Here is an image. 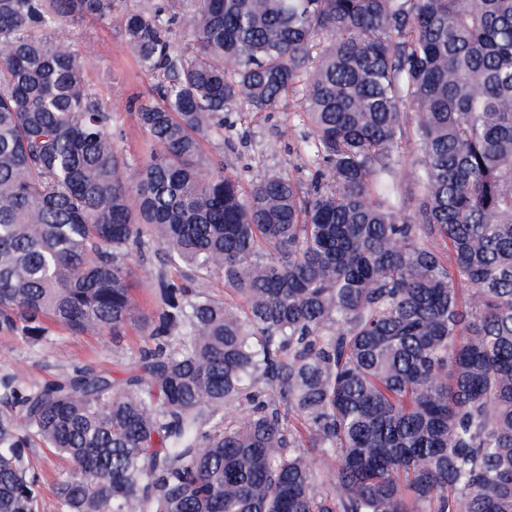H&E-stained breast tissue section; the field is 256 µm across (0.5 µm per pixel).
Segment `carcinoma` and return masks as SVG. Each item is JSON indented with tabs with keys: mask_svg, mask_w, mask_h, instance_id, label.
<instances>
[{
	"mask_svg": "<svg viewBox=\"0 0 512 512\" xmlns=\"http://www.w3.org/2000/svg\"><path fill=\"white\" fill-rule=\"evenodd\" d=\"M80 18L158 78L140 160ZM291 102L304 177L209 153ZM151 240L191 275L122 377L0 376V512L28 448L61 512H512V0H0V329L119 335ZM197 286L217 301L224 302L233 308H237L239 311L245 308L243 299L233 291L225 288L224 280L218 276H211L206 280L199 281ZM28 463L31 470L40 475V512H60L54 494V484L59 477L65 476L71 469L70 462L46 448H32L28 452Z\"/></svg>",
	"mask_w": 512,
	"mask_h": 512,
	"instance_id": "1",
	"label": "carcinoma"
}]
</instances>
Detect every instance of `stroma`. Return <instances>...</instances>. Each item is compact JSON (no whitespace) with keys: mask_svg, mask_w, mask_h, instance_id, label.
Instances as JSON below:
<instances>
[{"mask_svg":"<svg viewBox=\"0 0 512 512\" xmlns=\"http://www.w3.org/2000/svg\"><path fill=\"white\" fill-rule=\"evenodd\" d=\"M68 33L89 52L87 79L120 108L117 118L123 149L131 157L143 156L148 144L128 103L149 93L154 83L152 76L142 72L123 38L112 27L83 21L70 26ZM303 136L302 128L291 126L283 111L246 117L230 112L225 116L223 144H211L209 150L215 155L224 150L234 152L238 158L234 174L248 184L268 170L293 173L303 166L304 157L298 152ZM130 266V283L141 323L127 326L116 336L108 330L73 334L54 327L38 341L19 332L0 331V375L19 372L29 382L41 384L77 365L91 364L114 371L121 362L137 357L145 345L142 322L153 319L161 306L154 287L158 274L163 272L179 280L186 270L179 266L161 267L152 254L142 261L131 260ZM28 463L41 477V512H59L54 484L69 472L70 462L47 449L35 448L28 453Z\"/></svg>","mask_w":512,"mask_h":512,"instance_id":"stroma-1","label":"stroma"}]
</instances>
